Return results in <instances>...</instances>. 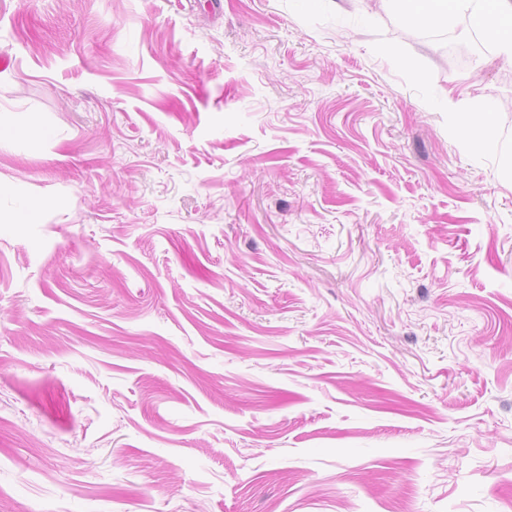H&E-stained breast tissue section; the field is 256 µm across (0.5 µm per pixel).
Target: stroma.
I'll return each instance as SVG.
<instances>
[{"mask_svg":"<svg viewBox=\"0 0 512 512\" xmlns=\"http://www.w3.org/2000/svg\"><path fill=\"white\" fill-rule=\"evenodd\" d=\"M2 53L0 512H512V63L468 18L0 0Z\"/></svg>","mask_w":512,"mask_h":512,"instance_id":"stroma-1","label":"stroma"}]
</instances>
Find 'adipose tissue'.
Instances as JSON below:
<instances>
[{"mask_svg":"<svg viewBox=\"0 0 512 512\" xmlns=\"http://www.w3.org/2000/svg\"><path fill=\"white\" fill-rule=\"evenodd\" d=\"M413 18L427 25L458 16L471 23L497 43L501 52L512 57V0H406Z\"/></svg>","mask_w":512,"mask_h":512,"instance_id":"obj_1","label":"adipose tissue"}]
</instances>
